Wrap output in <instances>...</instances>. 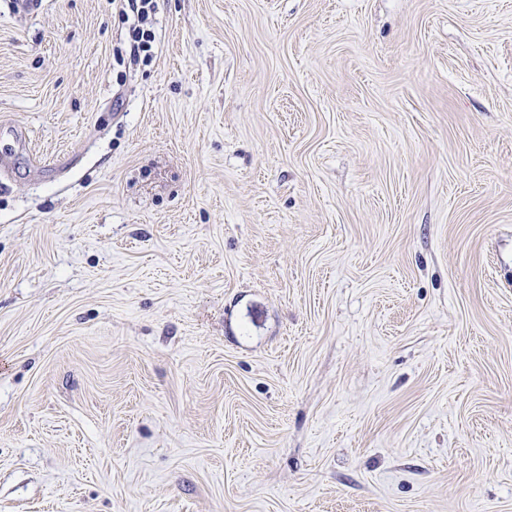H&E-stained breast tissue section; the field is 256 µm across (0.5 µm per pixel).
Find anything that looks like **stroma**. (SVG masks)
<instances>
[{
  "instance_id": "35a3bbf8",
  "label": "stroma",
  "mask_w": 512,
  "mask_h": 512,
  "mask_svg": "<svg viewBox=\"0 0 512 512\" xmlns=\"http://www.w3.org/2000/svg\"><path fill=\"white\" fill-rule=\"evenodd\" d=\"M0 0V512H512V0ZM113 5L122 19L133 23L129 26L130 57L134 62H148L153 59L156 36L154 18L156 0H114Z\"/></svg>"
}]
</instances>
